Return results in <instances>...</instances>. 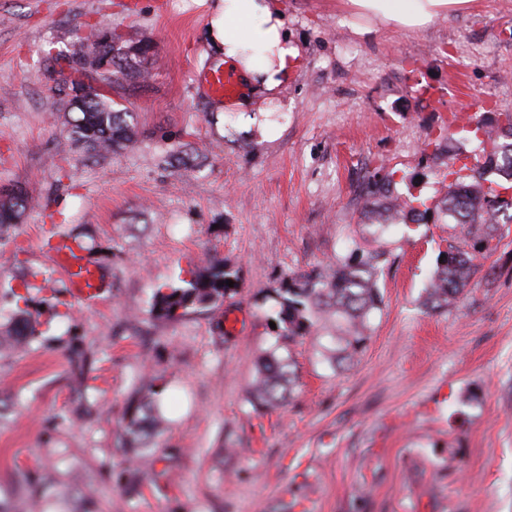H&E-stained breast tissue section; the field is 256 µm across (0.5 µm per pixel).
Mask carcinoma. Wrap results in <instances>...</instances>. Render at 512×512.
I'll use <instances>...</instances> for the list:
<instances>
[{"label": "carcinoma", "instance_id": "cac0c4a2", "mask_svg": "<svg viewBox=\"0 0 512 512\" xmlns=\"http://www.w3.org/2000/svg\"><path fill=\"white\" fill-rule=\"evenodd\" d=\"M96 33L81 41L79 51L110 55V75L95 74L102 86L86 85L78 105L63 109L68 145H82L99 157H107L132 141L133 127L127 123L128 112L106 94L103 87L119 81L139 80L148 73L149 50L127 55L123 49L128 41L115 33L112 43L104 45ZM459 145L451 149L459 168L448 172V194L438 203L421 195L401 196L394 193L397 171L390 169L374 177L369 187L364 215L371 231L343 255L317 269L293 274L275 289L276 308L269 321L276 324L271 330L276 338L310 335L322 326L336 346L324 351L326 360L334 367L351 360L362 350L368 339L370 316L382 305L379 274L389 261L391 249L382 233L393 224H427V218L440 212L462 225L467 249L445 252L443 261L436 262L423 306L430 311L454 304L467 288L476 271L480 255L496 249V232L500 215L512 209V123L494 128L481 123L470 130L461 127ZM483 145V159L471 160L465 147L470 138ZM199 154L186 142L179 144L169 156L179 165H198ZM29 201L27 188L18 185L0 187V228L16 224L22 218ZM181 278L154 288L150 314L164 321L177 320L191 311L232 298L241 286L239 271L225 264L207 261ZM231 280L234 286L226 285ZM39 318L24 313L14 328V341L20 345L42 335ZM275 345L266 351L257 365L251 403L271 410L286 402L293 392L295 380L289 357L278 353ZM158 376L140 378L146 394L134 400L125 418L124 433L132 447L141 454L152 453L151 441L165 428L163 414L154 382ZM143 475L137 468H127L117 476V483L128 495L138 492Z\"/></svg>", "mask_w": 512, "mask_h": 512}]
</instances>
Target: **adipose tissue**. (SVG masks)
<instances>
[{
  "label": "adipose tissue",
  "mask_w": 512,
  "mask_h": 512,
  "mask_svg": "<svg viewBox=\"0 0 512 512\" xmlns=\"http://www.w3.org/2000/svg\"><path fill=\"white\" fill-rule=\"evenodd\" d=\"M470 0H349L366 25L412 32L456 12ZM205 38L220 64L235 73L245 94L226 103L248 112L256 96L275 97L297 63L299 48L288 35L279 0H215Z\"/></svg>",
  "instance_id": "adipose-tissue-1"
}]
</instances>
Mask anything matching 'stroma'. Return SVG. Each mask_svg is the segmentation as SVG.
<instances>
[{"label":"stroma","mask_w":512,"mask_h":512,"mask_svg":"<svg viewBox=\"0 0 512 512\" xmlns=\"http://www.w3.org/2000/svg\"><path fill=\"white\" fill-rule=\"evenodd\" d=\"M214 0H0V185L28 187L22 223L0 229V512H512V223L448 309L422 306L450 224L394 226L383 304L354 362L333 370L313 334L274 341L273 291L360 240L379 167L396 192L440 200L458 138L448 118L512 112V0H472L416 32L358 33L348 0H282L301 66L245 118L212 111L202 80ZM101 25L153 47L146 81L109 96L136 134L102 158L59 150L66 58ZM192 143L201 168H170ZM70 239L104 285L86 307L47 251ZM238 269L221 310L158 321L154 288L204 260ZM37 275L41 340L14 350L2 296ZM291 354L296 386L254 408L257 359ZM89 358L72 374L75 352ZM145 370L169 421L155 453L126 448L124 414ZM147 474L127 499L103 464ZM58 471L34 498L20 478Z\"/></svg>","instance_id":"35a3bbf8"}]
</instances>
